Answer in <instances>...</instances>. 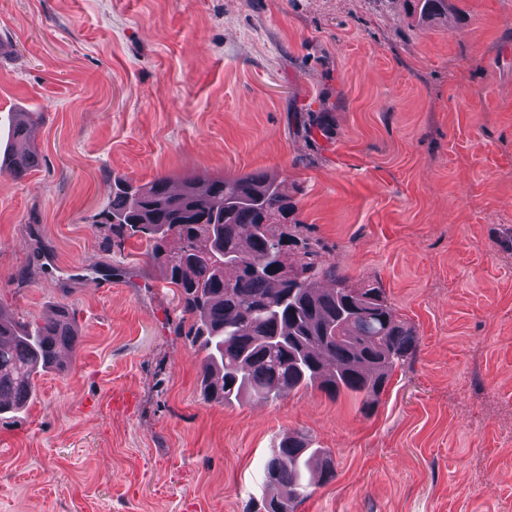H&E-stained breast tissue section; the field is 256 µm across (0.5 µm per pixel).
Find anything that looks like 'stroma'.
Masks as SVG:
<instances>
[{
	"label": "stroma",
	"mask_w": 512,
	"mask_h": 512,
	"mask_svg": "<svg viewBox=\"0 0 512 512\" xmlns=\"http://www.w3.org/2000/svg\"><path fill=\"white\" fill-rule=\"evenodd\" d=\"M0 309L70 305L68 372L0 421V512H243L299 430L335 479L296 512H512V0H0ZM275 174L327 263L418 336L374 414L314 389L206 402L112 180ZM412 3L422 22L448 16V0H412ZM42 158L35 147L29 144L21 151L17 150L7 157L5 168L14 179H22L41 166Z\"/></svg>",
	"instance_id": "stroma-1"
}]
</instances>
